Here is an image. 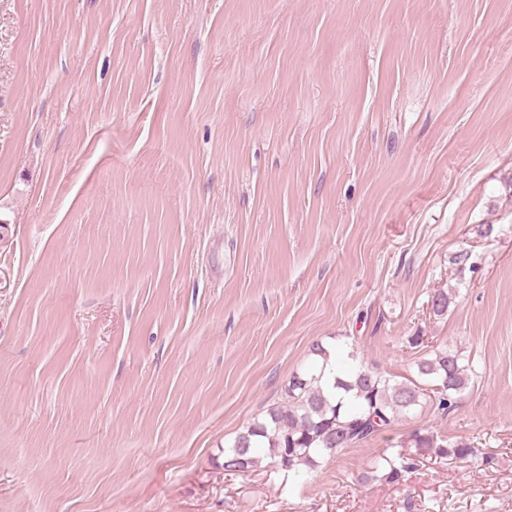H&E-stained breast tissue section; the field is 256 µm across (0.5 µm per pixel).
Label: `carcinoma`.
<instances>
[{
    "mask_svg": "<svg viewBox=\"0 0 512 512\" xmlns=\"http://www.w3.org/2000/svg\"><path fill=\"white\" fill-rule=\"evenodd\" d=\"M429 304L433 315L442 317L452 295L437 291ZM311 353L313 361L293 373L280 402L249 422L224 448V470L247 474L266 459L270 468L303 482L320 462L402 420L414 419L428 408L441 415L455 410L475 375L473 361L446 343L414 361L418 380L407 382L366 365L352 347L336 351L333 362L329 349L319 342ZM401 447L399 452L376 456L363 478L396 482L419 459L475 457L471 444L450 443L424 427L408 432Z\"/></svg>",
    "mask_w": 512,
    "mask_h": 512,
    "instance_id": "cac0c4a2",
    "label": "carcinoma"
}]
</instances>
